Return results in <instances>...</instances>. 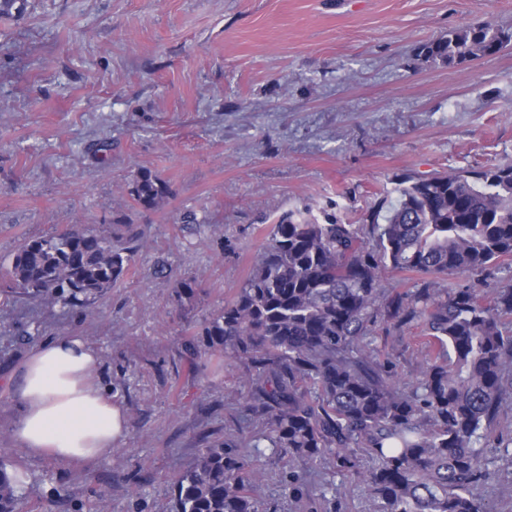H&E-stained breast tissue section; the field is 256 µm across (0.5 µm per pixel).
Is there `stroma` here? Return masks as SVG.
Here are the masks:
<instances>
[{
	"label": "stroma",
	"instance_id": "obj_1",
	"mask_svg": "<svg viewBox=\"0 0 512 512\" xmlns=\"http://www.w3.org/2000/svg\"><path fill=\"white\" fill-rule=\"evenodd\" d=\"M484 22L512 32V0H29L0 18V271L80 224L147 240L92 306L0 295V458L27 474L26 512H173L198 435L232 423L248 389L235 361L188 371L185 336L242 286L275 217L356 223L399 180L512 161V45L451 65L420 54ZM141 170L169 186L156 208L129 194ZM60 334L99 353L127 415L120 458L11 448L13 382ZM371 347L416 381L418 331L377 326ZM490 472L483 498L512 512V456ZM335 483V512H373L359 472Z\"/></svg>",
	"mask_w": 512,
	"mask_h": 512
}]
</instances>
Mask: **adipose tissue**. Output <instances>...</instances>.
Masks as SVG:
<instances>
[{
    "label": "adipose tissue",
    "instance_id": "ef3b65f1",
    "mask_svg": "<svg viewBox=\"0 0 512 512\" xmlns=\"http://www.w3.org/2000/svg\"><path fill=\"white\" fill-rule=\"evenodd\" d=\"M98 352L76 336L31 347L17 386L14 445L31 458L87 463L115 449L127 416L96 380Z\"/></svg>",
    "mask_w": 512,
    "mask_h": 512
}]
</instances>
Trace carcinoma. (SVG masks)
<instances>
[{
  "mask_svg": "<svg viewBox=\"0 0 512 512\" xmlns=\"http://www.w3.org/2000/svg\"><path fill=\"white\" fill-rule=\"evenodd\" d=\"M28 0H0L14 18ZM512 34L485 23L450 31L421 54L444 64L491 55ZM169 194L160 177L141 171L130 195L143 208ZM395 198L372 206L361 224L308 212L282 213L237 294L186 349L219 372L224 360L249 372L242 396L248 446L286 454L306 470L338 474L358 468L387 512H493L477 494L490 477L486 453L512 447L494 426L512 401V284L485 302L480 289L443 286L450 274H478L512 260V162L482 170L405 179ZM375 241L367 246L365 236ZM146 244L125 225L110 232L71 228L31 239L5 271L8 295L26 302L83 307L124 278ZM417 275V286L392 293L385 269ZM415 327L435 348L413 385L373 358L377 323ZM237 424L206 443L179 478L175 512H261L263 471L243 455ZM283 492L305 512L316 500L298 477ZM0 512H25V502L0 462Z\"/></svg>",
  "mask_w": 512,
  "mask_h": 512,
  "instance_id": "1",
  "label": "carcinoma"
}]
</instances>
